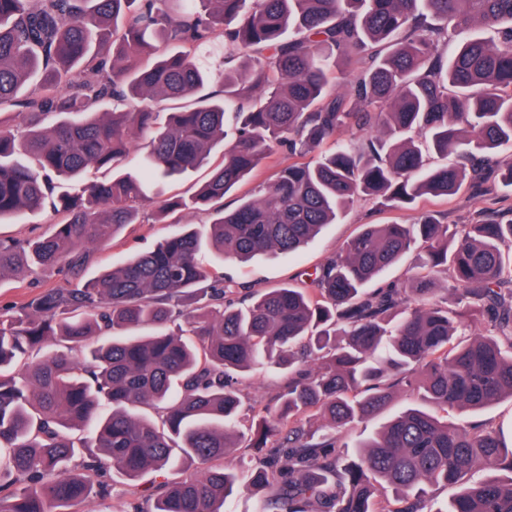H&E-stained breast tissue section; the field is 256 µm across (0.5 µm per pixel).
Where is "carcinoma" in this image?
<instances>
[{
    "instance_id": "obj_1",
    "label": "carcinoma",
    "mask_w": 512,
    "mask_h": 512,
    "mask_svg": "<svg viewBox=\"0 0 512 512\" xmlns=\"http://www.w3.org/2000/svg\"><path fill=\"white\" fill-rule=\"evenodd\" d=\"M472 25L499 40L476 34L445 54ZM214 40L217 73L194 58ZM75 69L81 90L66 92ZM189 98L178 112L150 105ZM12 107L20 136L3 117ZM140 136L149 150L130 171ZM275 145L291 162L224 208ZM510 145L512 0H0V221L47 204L60 216L44 235L0 239V280L77 274L87 246L138 223L188 171L208 168L160 214L211 215L203 232L179 223L119 267L0 312V512H72L113 491L110 470L135 481L187 459L208 469L158 484L132 512H224L235 489L270 485L259 512H512V476L474 478L512 473V446L436 414L512 398V218L368 224L310 287L237 302L200 260L294 253L360 196L405 209L478 189ZM434 154L459 160L433 167ZM101 170L112 177L88 179ZM418 245L406 280L367 288ZM468 313L487 315L490 334L466 333ZM181 318L187 329L169 330ZM272 366L288 381L253 415L248 447L276 445L226 465L242 382ZM397 391L434 412L409 407L349 453L344 430ZM448 484L450 507L432 508Z\"/></svg>"
}]
</instances>
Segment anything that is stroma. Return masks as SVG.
I'll use <instances>...</instances> for the list:
<instances>
[{
	"label": "stroma",
	"mask_w": 512,
	"mask_h": 512,
	"mask_svg": "<svg viewBox=\"0 0 512 512\" xmlns=\"http://www.w3.org/2000/svg\"><path fill=\"white\" fill-rule=\"evenodd\" d=\"M487 208L512 209V189L502 188L500 183L484 184L480 193L466 189L449 199L424 198L415 208L396 211L380 207L368 198L357 199L343 213L337 223L326 225L321 233L301 251L291 255H260L241 264L227 259L219 260L214 254H206L205 263L211 271L224 274L236 286L258 294L285 284L302 285L313 268L341 250L346 242L367 224L411 223L422 212L441 216L447 224H466ZM169 223L157 221L152 211H145L139 223L123 227L106 246L92 248L83 278H91L104 268L118 265L135 254L148 251L172 232ZM61 275L27 274L5 278L0 282V308L16 307L31 294L46 287L64 284ZM205 470L200 462L187 463L177 470L152 471L140 479L123 486L122 497H94L77 505L76 512H122L125 502L143 499L152 484L178 481L201 476Z\"/></svg>",
	"instance_id": "obj_1"
}]
</instances>
